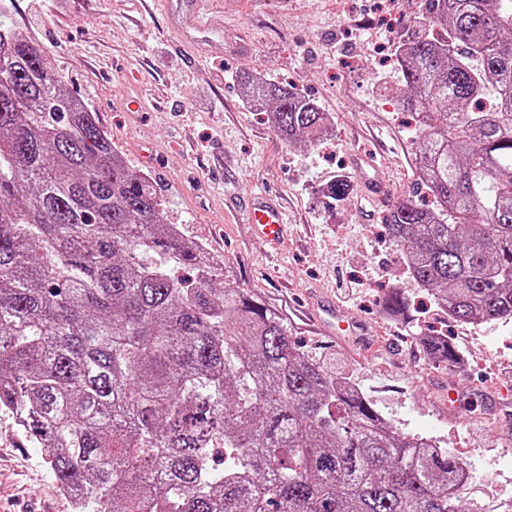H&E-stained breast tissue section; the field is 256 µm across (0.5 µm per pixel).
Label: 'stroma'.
<instances>
[{
    "instance_id": "1",
    "label": "stroma",
    "mask_w": 512,
    "mask_h": 512,
    "mask_svg": "<svg viewBox=\"0 0 512 512\" xmlns=\"http://www.w3.org/2000/svg\"><path fill=\"white\" fill-rule=\"evenodd\" d=\"M223 20L195 46L177 34L156 0H0V12L37 40L111 136L130 167L151 177L165 223L224 260V274L283 319L292 340L359 386L403 431L431 433L469 466L462 496L512 512V322L447 321L409 277L399 247L382 235L384 214L415 182L414 134L398 109L395 53L417 0H201ZM286 83L329 114L333 134L296 150L233 77ZM373 155L381 190H366L357 152ZM350 181L330 207L334 176ZM265 192L287 207L288 237L271 248L239 212ZM413 300L403 315L383 309L386 293ZM336 318L368 330L367 340L322 328V301ZM444 330L462 367L437 365L419 331ZM458 389L465 419L448 412ZM0 506L5 512H71L41 449H21L0 417Z\"/></svg>"
}]
</instances>
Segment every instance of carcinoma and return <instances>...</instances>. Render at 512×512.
Returning <instances> with one entry per match:
<instances>
[{"label":"carcinoma","instance_id":"cac0c4a2","mask_svg":"<svg viewBox=\"0 0 512 512\" xmlns=\"http://www.w3.org/2000/svg\"><path fill=\"white\" fill-rule=\"evenodd\" d=\"M397 50L418 182L388 238L454 320H512V0H423ZM237 82L288 145L326 133L313 99ZM349 189L342 176L326 197ZM223 279L0 13V415L74 512H471L460 458L400 431Z\"/></svg>","mask_w":512,"mask_h":512}]
</instances>
